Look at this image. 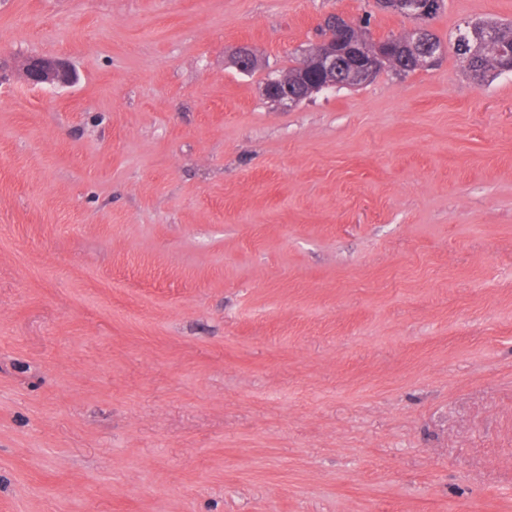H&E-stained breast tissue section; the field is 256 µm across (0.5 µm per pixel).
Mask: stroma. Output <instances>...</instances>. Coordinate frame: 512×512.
I'll list each match as a JSON object with an SVG mask.
<instances>
[{"instance_id": "stroma-1", "label": "stroma", "mask_w": 512, "mask_h": 512, "mask_svg": "<svg viewBox=\"0 0 512 512\" xmlns=\"http://www.w3.org/2000/svg\"><path fill=\"white\" fill-rule=\"evenodd\" d=\"M333 13L410 26L0 0V512H512V73L450 48L276 107ZM22 69L24 79L31 87H67L75 80L70 64L60 57L35 55Z\"/></svg>"}]
</instances>
